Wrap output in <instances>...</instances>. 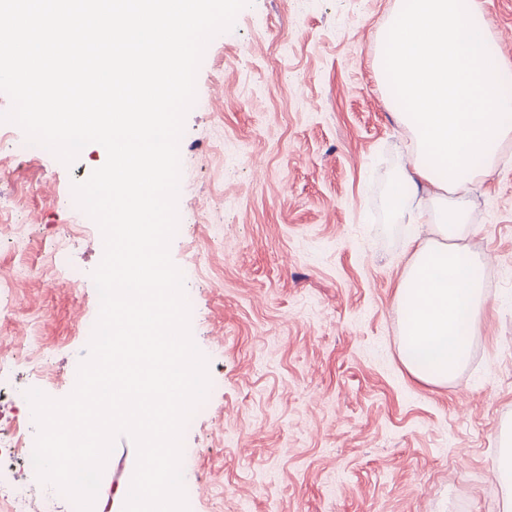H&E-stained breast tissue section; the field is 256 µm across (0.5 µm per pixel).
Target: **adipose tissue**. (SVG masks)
<instances>
[{"instance_id":"ef3b65f1","label":"adipose tissue","mask_w":512,"mask_h":512,"mask_svg":"<svg viewBox=\"0 0 512 512\" xmlns=\"http://www.w3.org/2000/svg\"><path fill=\"white\" fill-rule=\"evenodd\" d=\"M481 15V0H400L379 57L386 102L412 146L390 207L439 235L416 244L395 293L404 363L429 384L446 383L470 356L482 279L463 243L464 192L512 134L503 119L512 112L501 92L505 63Z\"/></svg>"}]
</instances>
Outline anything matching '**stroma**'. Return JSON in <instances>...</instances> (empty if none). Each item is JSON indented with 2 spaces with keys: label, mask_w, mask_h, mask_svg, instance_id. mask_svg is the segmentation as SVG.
Returning a JSON list of instances; mask_svg holds the SVG:
<instances>
[{
  "label": "stroma",
  "mask_w": 512,
  "mask_h": 512,
  "mask_svg": "<svg viewBox=\"0 0 512 512\" xmlns=\"http://www.w3.org/2000/svg\"><path fill=\"white\" fill-rule=\"evenodd\" d=\"M396 0H251L208 44L180 139L170 256L194 297V343L210 387L183 433L198 512H504L497 464L512 437V137L468 193L466 243L495 270L468 362L445 385L401 361L395 285L415 238L388 203L410 138L378 75ZM512 85V0H485ZM0 139V361L14 389L68 396L99 312L103 253L72 185L106 161L72 165ZM82 276L69 287L45 249ZM54 348L42 364L40 344ZM137 460L119 437L102 512H124Z\"/></svg>",
  "instance_id": "stroma-1"
}]
</instances>
